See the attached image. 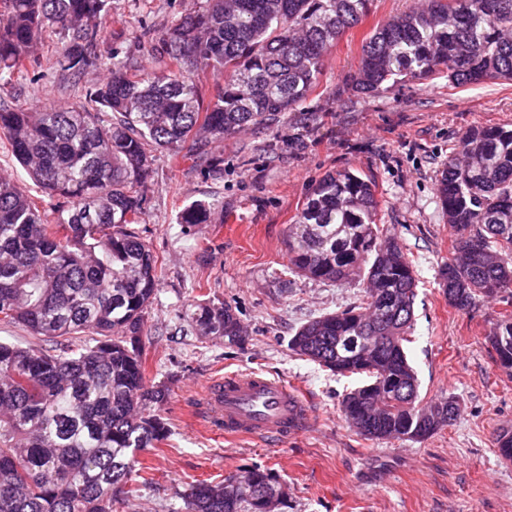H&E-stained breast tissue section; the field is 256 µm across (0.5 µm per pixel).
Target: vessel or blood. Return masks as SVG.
<instances>
[{
    "instance_id": "obj_1",
    "label": "vessel or blood",
    "mask_w": 512,
    "mask_h": 512,
    "mask_svg": "<svg viewBox=\"0 0 512 512\" xmlns=\"http://www.w3.org/2000/svg\"><path fill=\"white\" fill-rule=\"evenodd\" d=\"M198 410L201 420L225 437L269 441L288 439L308 418L296 387L257 373L213 378L201 394Z\"/></svg>"
}]
</instances>
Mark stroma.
I'll use <instances>...</instances> for the list:
<instances>
[{
  "instance_id": "35a3bbf8",
  "label": "stroma",
  "mask_w": 512,
  "mask_h": 512,
  "mask_svg": "<svg viewBox=\"0 0 512 512\" xmlns=\"http://www.w3.org/2000/svg\"><path fill=\"white\" fill-rule=\"evenodd\" d=\"M105 47L158 66L152 39L180 16L182 0H115ZM419 0H373L364 21L328 56L319 84L298 114L250 128L221 143L220 169L162 152L145 190L137 232L163 262L146 313L148 381L166 382L167 442L138 452L143 470L122 512H184L179 497L194 481H222L258 467L287 494L282 512H512V461L493 446L512 428V378L487 341L502 309L488 299L466 310L449 305L438 269L453 253V231L436 198V177L470 130L512 124V81L455 86L446 76L396 84L370 96L342 92L363 40ZM16 76L5 98L29 108L78 105L105 71L73 77L41 62ZM372 177L379 220L406 247L419 279L406 352L423 401L453 397L458 414L419 441L370 440L345 422L341 400L358 375L339 377L295 355L289 341L308 320L356 301L358 289L303 278L284 283L287 228L326 172ZM212 203L205 224H182L179 211ZM220 300L238 315L237 344L185 331L180 313ZM258 371L298 387L308 426L283 442L228 439L198 422L195 398L215 376Z\"/></svg>"
}]
</instances>
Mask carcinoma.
<instances>
[{
	"label": "carcinoma",
	"mask_w": 512,
	"mask_h": 512,
	"mask_svg": "<svg viewBox=\"0 0 512 512\" xmlns=\"http://www.w3.org/2000/svg\"><path fill=\"white\" fill-rule=\"evenodd\" d=\"M113 0H0V82L40 64L43 33L58 36L54 68L106 80L75 107L33 111L0 98V137L40 189L0 175V323L46 339L92 338L57 354L0 342V512H119L136 452L166 440V385L148 384L144 316L163 264L134 230L155 153L187 150L219 167L213 144L296 111L327 56L371 0H183L158 38L164 67L102 54ZM224 76L209 92L200 75ZM445 73L463 86L512 80V0H426L377 26L338 94L371 96L401 80ZM454 236L438 277L448 303L512 306V125L467 133L436 180ZM375 182L325 173L288 225L289 272L362 289L359 304L303 324L295 354L331 373L364 375L341 401L346 423L371 440H421L457 416L453 398L422 403L407 359L418 279L397 235L377 223ZM195 201L181 224H204ZM230 344L243 330L232 308L203 302L185 314ZM512 377V313L489 335ZM512 460V430L494 439ZM185 512H277L285 492L271 473L197 481Z\"/></svg>",
	"instance_id": "carcinoma-1"
}]
</instances>
